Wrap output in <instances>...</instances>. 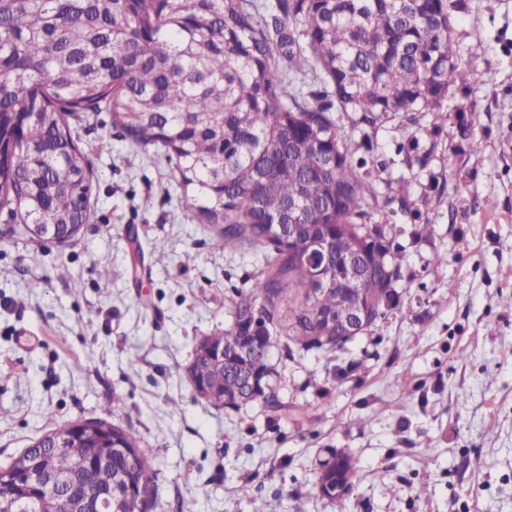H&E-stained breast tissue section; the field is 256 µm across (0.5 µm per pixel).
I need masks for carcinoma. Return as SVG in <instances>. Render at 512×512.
<instances>
[{
    "instance_id": "1",
    "label": "carcinoma",
    "mask_w": 512,
    "mask_h": 512,
    "mask_svg": "<svg viewBox=\"0 0 512 512\" xmlns=\"http://www.w3.org/2000/svg\"><path fill=\"white\" fill-rule=\"evenodd\" d=\"M464 0H0V214L13 224H54L62 240L90 218L92 172L70 120L107 110L131 147L175 160V180L211 229L217 250L268 254L249 289L235 290L229 324L202 341L221 352L187 367L194 391L217 409H238L245 381L261 395L272 381L274 341L335 352L329 316L364 294L365 332L412 280L392 247V226L370 225L377 202L367 161L350 152L339 121L376 130L396 115L417 122L448 96L454 13ZM352 277L356 245L370 233ZM326 282L304 264L311 243ZM259 310L269 325L251 354L237 353L241 318ZM72 435L44 454L29 446L6 466L0 512L21 498L34 512H62L61 493L24 478L31 465L103 485L96 438L105 437L112 476L152 512L157 472L151 449L105 419L58 425ZM321 495L347 512L353 457L334 448L318 459ZM343 491L336 492V484Z\"/></svg>"
}]
</instances>
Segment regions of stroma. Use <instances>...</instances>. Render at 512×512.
I'll return each instance as SVG.
<instances>
[{
	"mask_svg": "<svg viewBox=\"0 0 512 512\" xmlns=\"http://www.w3.org/2000/svg\"><path fill=\"white\" fill-rule=\"evenodd\" d=\"M465 3L447 100L368 137L341 121L378 198L408 184L407 208L375 207L371 221L394 225L413 279L343 350H274L276 414L215 409L185 377L265 254L212 249L174 162L130 148L111 113L79 126L93 169L75 242L39 243L0 215V464L57 424L105 418L151 449L154 512H335L316 490L324 448L357 462L349 512H512V309L500 305L512 296V0ZM475 68L484 83H471ZM470 102L468 138L449 139ZM417 224L432 225L429 239L413 237Z\"/></svg>",
	"mask_w": 512,
	"mask_h": 512,
	"instance_id": "35a3bbf8",
	"label": "stroma"
}]
</instances>
